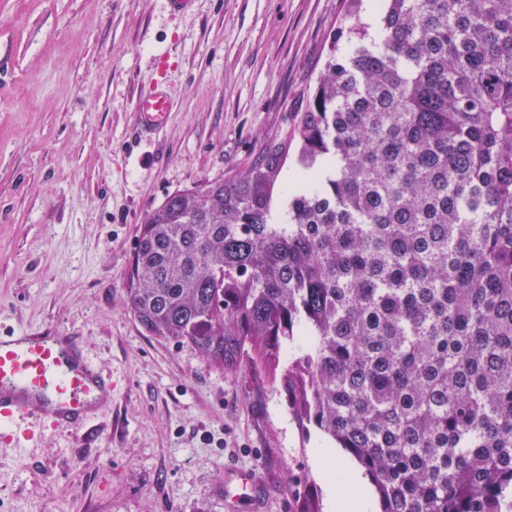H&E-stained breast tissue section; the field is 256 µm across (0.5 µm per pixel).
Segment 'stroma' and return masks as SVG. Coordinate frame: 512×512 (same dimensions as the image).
Instances as JSON below:
<instances>
[{
  "instance_id": "35a3bbf8",
  "label": "stroma",
  "mask_w": 512,
  "mask_h": 512,
  "mask_svg": "<svg viewBox=\"0 0 512 512\" xmlns=\"http://www.w3.org/2000/svg\"><path fill=\"white\" fill-rule=\"evenodd\" d=\"M346 0H0V333L61 326L116 384L87 432L0 451V512H330L334 449L279 384L160 341L127 306L145 217L230 176L313 91ZM167 73L170 117L137 145L135 101ZM256 481L249 473H240L234 479L224 483V500L239 499L242 496L255 497Z\"/></svg>"
}]
</instances>
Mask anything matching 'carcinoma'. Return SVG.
I'll list each match as a JSON object with an SVG mask.
<instances>
[{"instance_id":"cac0c4a2","label":"carcinoma","mask_w":512,"mask_h":512,"mask_svg":"<svg viewBox=\"0 0 512 512\" xmlns=\"http://www.w3.org/2000/svg\"><path fill=\"white\" fill-rule=\"evenodd\" d=\"M363 2L289 132L146 216L130 309L219 369L300 350L290 408L354 456L381 512H506L512 0H381L377 36Z\"/></svg>"}]
</instances>
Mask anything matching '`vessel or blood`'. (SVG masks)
<instances>
[{"label": "vessel or blood", "mask_w": 512, "mask_h": 512, "mask_svg": "<svg viewBox=\"0 0 512 512\" xmlns=\"http://www.w3.org/2000/svg\"><path fill=\"white\" fill-rule=\"evenodd\" d=\"M165 76L143 91L136 103L141 134L165 127L172 109ZM113 382L84 353L77 336L65 328L41 333L26 329L0 336V447H27L35 433L30 418L53 427L80 429L96 410L111 402ZM256 481L241 473L224 484V495L254 494Z\"/></svg>", "instance_id": "vessel-or-blood-1"}]
</instances>
